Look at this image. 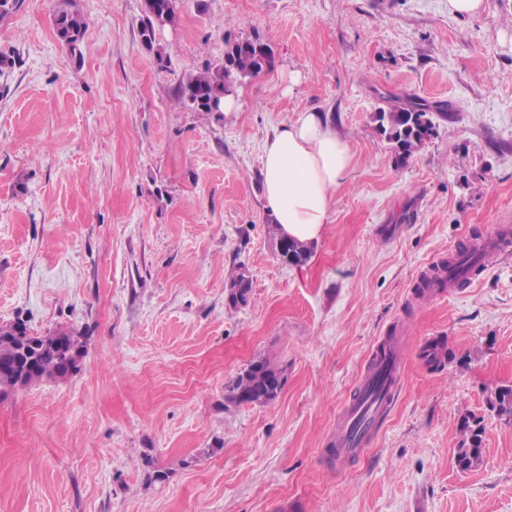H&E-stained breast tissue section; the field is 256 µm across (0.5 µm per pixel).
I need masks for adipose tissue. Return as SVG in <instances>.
I'll return each mask as SVG.
<instances>
[{"instance_id": "obj_1", "label": "adipose tissue", "mask_w": 512, "mask_h": 512, "mask_svg": "<svg viewBox=\"0 0 512 512\" xmlns=\"http://www.w3.org/2000/svg\"><path fill=\"white\" fill-rule=\"evenodd\" d=\"M353 160L349 141L318 109L273 128L262 149V192L283 236L302 243L320 239L332 196Z\"/></svg>"}]
</instances>
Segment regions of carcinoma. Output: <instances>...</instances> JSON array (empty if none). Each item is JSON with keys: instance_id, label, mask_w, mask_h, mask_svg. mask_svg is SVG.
I'll list each match as a JSON object with an SVG mask.
<instances>
[{"instance_id": "carcinoma-1", "label": "carcinoma", "mask_w": 512, "mask_h": 512, "mask_svg": "<svg viewBox=\"0 0 512 512\" xmlns=\"http://www.w3.org/2000/svg\"><path fill=\"white\" fill-rule=\"evenodd\" d=\"M179 18L180 0H144L139 35L146 49L161 63L168 62V55L157 41V32L177 25ZM54 26L58 39L71 53H77L86 20L70 0H60ZM273 65L271 48L259 40L228 41L222 61L184 76L177 89V101L196 111L219 112L218 93L233 92L244 80L257 77ZM432 114L431 106L418 103L408 95H391L373 113L372 120L379 134L391 145L396 161L404 164L434 133ZM274 235L284 262L295 266L307 262L308 245L277 231ZM250 292V280L241 273L230 284L228 302L234 306L245 304ZM84 348V338L69 331L43 335L30 332L21 323L0 325V396H9L43 379L66 377L67 362L82 358ZM281 389L280 371L262 359L251 363L225 386L224 399L235 404L267 403ZM488 403L498 415L511 417L512 386L498 388ZM461 426L465 438L457 448L455 461L460 470L470 471L483 462V428L480 421L470 417L463 418Z\"/></svg>"}]
</instances>
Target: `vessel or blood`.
<instances>
[{
	"instance_id": "obj_1",
	"label": "vessel or blood",
	"mask_w": 512,
	"mask_h": 512,
	"mask_svg": "<svg viewBox=\"0 0 512 512\" xmlns=\"http://www.w3.org/2000/svg\"><path fill=\"white\" fill-rule=\"evenodd\" d=\"M468 254L478 265L488 266L512 256V241L494 233L473 239ZM460 261L458 252L433 261L422 284L427 288H451L454 269ZM401 378V367L393 342H380L370 369L354 400L348 403L336 428V441L329 451L330 459L344 462L372 445L381 421L388 412Z\"/></svg>"
}]
</instances>
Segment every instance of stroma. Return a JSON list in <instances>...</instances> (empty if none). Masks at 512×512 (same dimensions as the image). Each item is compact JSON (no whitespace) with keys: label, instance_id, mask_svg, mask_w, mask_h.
Instances as JSON below:
<instances>
[{"label":"stroma","instance_id":"obj_1","mask_svg":"<svg viewBox=\"0 0 512 512\" xmlns=\"http://www.w3.org/2000/svg\"><path fill=\"white\" fill-rule=\"evenodd\" d=\"M58 0L0 22V325L85 338L76 374L0 400V512H512V257L422 293L465 236L512 235V0H182L157 39L143 0ZM260 39L271 71L230 112L174 96L184 74ZM386 93L451 104L398 166L370 115ZM317 107L354 151L321 238L282 262L261 198L272 128ZM247 304L227 302L237 274ZM402 381L364 454L336 470L337 419L376 342ZM446 342L441 365L421 343ZM284 371L272 402L228 405L253 360ZM484 429L460 471L463 417ZM166 471L146 478L143 455ZM61 4L54 16V26L58 39L67 46L71 53L79 51L80 43L86 29V20L73 8L70 0H60ZM180 0H144L142 18L139 21L141 41L160 63H168V55L157 41V32L177 25L180 18ZM158 19L163 22L160 25Z\"/></svg>","mask_w":512,"mask_h":512}]
</instances>
